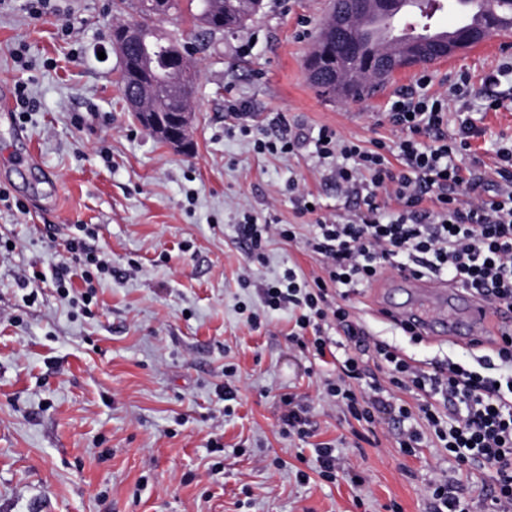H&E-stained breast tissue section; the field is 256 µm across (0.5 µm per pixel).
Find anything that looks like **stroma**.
<instances>
[{
  "mask_svg": "<svg viewBox=\"0 0 512 512\" xmlns=\"http://www.w3.org/2000/svg\"><path fill=\"white\" fill-rule=\"evenodd\" d=\"M332 0H263L245 27L211 33L194 22L189 0L160 24L187 43L199 77L192 97L191 152H173L133 117L118 85L121 59L109 29L134 19L119 0H56L31 16L27 0H0V93L27 86L38 108L26 122L0 117V186L22 210L0 206V234L14 250L0 263V512H425L431 478L455 477L441 449L403 454L393 431L369 439L358 424L318 399L310 363L288 339L287 312L262 311L255 283L285 267L305 274L317 262L300 244L274 240L266 264L249 266L235 226L242 211L299 218L289 186L298 183L335 212L341 199L312 155L327 126L362 146L392 137L384 114L422 72L430 93L467 74L470 113L480 130L463 166L494 167L512 141V78L486 110V76L512 57V32L439 62L396 72L358 101L321 94L305 58ZM26 46L30 69L17 67ZM251 104L253 131L274 133L282 117L309 143L295 156L255 153L224 110ZM32 153L34 167L16 166ZM96 228L95 244L113 276L96 275L91 306L61 300L51 280L21 288L17 272L51 273L70 261L64 247L77 225ZM391 277L352 304L373 336L420 361L471 363L477 351L456 339H411L381 315ZM237 369L238 397L224 402L225 365ZM311 406L317 438L335 441L342 464L361 474L327 483L296 478L297 437L280 434L278 396ZM286 461L274 471V460Z\"/></svg>",
  "mask_w": 512,
  "mask_h": 512,
  "instance_id": "1",
  "label": "stroma"
}]
</instances>
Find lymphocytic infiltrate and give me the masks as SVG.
Wrapping results in <instances>:
<instances>
[{
	"label": "lymphocytic infiltrate",
	"instance_id": "lymphocytic-infiltrate-1",
	"mask_svg": "<svg viewBox=\"0 0 512 512\" xmlns=\"http://www.w3.org/2000/svg\"><path fill=\"white\" fill-rule=\"evenodd\" d=\"M428 75L391 101L385 115L398 139L372 147L321 127L314 154L329 181L350 202L345 213L297 225L244 215L237 234L251 263L265 264L276 239L302 244L319 264L308 276L288 267L255 286L264 307L299 309L290 341L313 360L332 359L319 373L320 400L336 405L368 429L389 422L397 442L412 452L424 442L444 449L466 469H486L492 479L482 501L486 512H512V334L490 341L491 355L474 366L450 358L429 363L372 336L352 312L353 295L384 272L421 275L473 292L493 305L512 306V146L499 147L493 173L464 168L475 124L461 119L448 129L451 102L468 95L466 82L450 95H432ZM71 263L53 274L68 298L74 270L110 267L85 239H66ZM282 435L310 437L309 403L294 393L279 396ZM460 480L429 483L427 512H474Z\"/></svg>",
	"mask_w": 512,
	"mask_h": 512
}]
</instances>
